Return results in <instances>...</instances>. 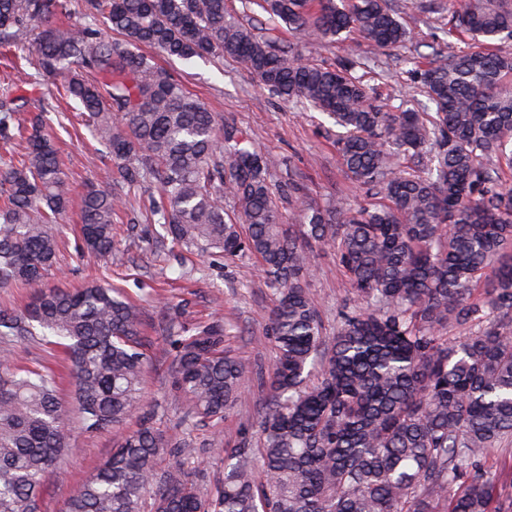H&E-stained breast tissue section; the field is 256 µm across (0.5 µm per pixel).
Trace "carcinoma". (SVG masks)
I'll list each match as a JSON object with an SVG mask.
<instances>
[{
  "instance_id": "carcinoma-1",
  "label": "carcinoma",
  "mask_w": 512,
  "mask_h": 512,
  "mask_svg": "<svg viewBox=\"0 0 512 512\" xmlns=\"http://www.w3.org/2000/svg\"><path fill=\"white\" fill-rule=\"evenodd\" d=\"M243 4L307 44L344 32L376 50L409 40L388 0ZM67 9L68 0H0V47L18 49L0 94V144L25 142L20 156H0V287L35 289L23 310L0 309V339L56 338L85 431L143 422L73 487L63 512H512V457L486 466L512 451V52L494 49L512 45V0H448L442 46L410 70L424 112L373 100L355 76L368 60L318 63L231 17L226 0H84L83 21L58 22ZM143 47L183 63L235 59L280 99L332 120L368 201L302 208L283 224L277 198L300 186L272 184L280 159L234 126L217 139L219 116ZM75 62L64 92L117 161L84 195L82 249L112 263L113 217L134 210L122 187L150 183L159 197L147 221L182 247L255 258L276 295L258 337L275 351L265 373L232 353L229 320L169 328L179 437L146 409L151 340L124 289L43 286L68 191L48 109L27 123L21 112L39 77ZM403 160L421 171L404 172ZM306 246L336 254L354 296L332 336ZM453 327L459 335H447ZM249 380L263 388L257 436L221 449L223 478L205 490L191 434L223 421ZM69 441L53 369L1 359L0 512H41Z\"/></svg>"
}]
</instances>
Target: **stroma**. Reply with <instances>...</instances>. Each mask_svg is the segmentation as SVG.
Here are the masks:
<instances>
[{
    "label": "stroma",
    "mask_w": 512,
    "mask_h": 512,
    "mask_svg": "<svg viewBox=\"0 0 512 512\" xmlns=\"http://www.w3.org/2000/svg\"><path fill=\"white\" fill-rule=\"evenodd\" d=\"M391 4L413 33L412 41L405 46L375 53L360 37L351 35L333 43L307 45L304 53L325 64L349 55H377L379 69L360 70L363 83L372 88L377 100L413 108L425 102L426 95L421 86L408 79L402 59L428 54L430 46L437 44L447 27L449 14L430 12L428 0H391ZM170 70L191 94L210 111L218 113L223 123L246 130L259 149L281 158L282 165L273 172V181L291 176L300 183L299 200L278 202L285 223H294L297 206L302 202L322 206L339 197L356 205L366 200L365 188L350 179L336 151L335 126L319 113L284 102L260 88L244 65L230 58L199 59L187 67L176 63ZM62 82L59 75L42 77L37 101L25 106L32 116L38 112L40 104H49L57 107L63 117V125L56 128L55 135L61 148L62 169L67 176L70 206L64 223L59 226L63 240L59 269L48 276L46 283L55 288H78L103 279L140 301L151 339V364L144 381L145 399L156 424L177 436L183 428V414L169 395L168 367L172 355L163 341L173 307H183L180 321L184 324L205 315L233 321L239 328V335L233 342L236 353L266 369L274 350L271 344L255 343L254 338L262 334L276 298L255 259L225 260L170 244L155 247L151 225L135 221L129 213L120 214L115 220L113 234L118 252L111 267H103L92 256H79L81 197L96 183L100 168L111 163L112 158L91 137L74 103L61 101ZM310 283L326 332L334 334L340 313L352 293L333 255L315 251ZM216 291L224 295V303L218 309L209 301ZM261 399V387L256 382H248L236 407L225 418L221 434H214L209 425L194 431V464L204 487H212L222 476L218 465L219 449L235 447L242 433L256 432ZM119 438V432L113 430L92 434L75 432L63 461L49 476L42 512H61L70 489L94 472Z\"/></svg>",
    "instance_id": "1"
}]
</instances>
